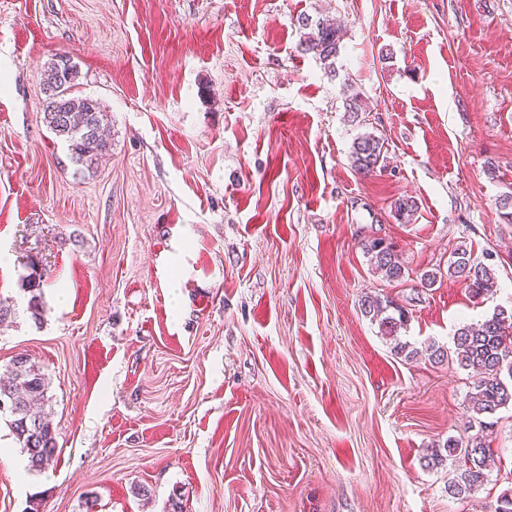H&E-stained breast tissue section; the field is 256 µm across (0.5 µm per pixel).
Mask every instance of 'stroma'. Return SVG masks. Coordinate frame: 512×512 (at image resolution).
Here are the masks:
<instances>
[{"mask_svg": "<svg viewBox=\"0 0 512 512\" xmlns=\"http://www.w3.org/2000/svg\"><path fill=\"white\" fill-rule=\"evenodd\" d=\"M302 15L341 20L334 73L299 51ZM59 55L108 114L90 174L43 121ZM366 132L388 165L363 177ZM510 192L512 0H0V372L42 367L57 433L32 473L0 417V512H486L512 490V405L483 488L449 496L422 458L473 379L426 348L512 308ZM371 237L405 280L372 270ZM460 247L495 272L483 300L420 284ZM368 295L407 306L415 359ZM350 158L357 173L372 176L384 167L383 142L371 133L362 134L354 140ZM363 245L364 254L374 270L381 273L383 278L389 282H400L405 276L407 269L400 261L392 243L382 238L366 240Z\"/></svg>", "mask_w": 512, "mask_h": 512, "instance_id": "obj_1", "label": "stroma"}]
</instances>
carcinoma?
Returning <instances> with one entry per match:
<instances>
[{
    "label": "carcinoma",
    "instance_id": "1",
    "mask_svg": "<svg viewBox=\"0 0 512 512\" xmlns=\"http://www.w3.org/2000/svg\"><path fill=\"white\" fill-rule=\"evenodd\" d=\"M297 24L303 30L301 51L333 66L340 52L339 28L306 16L298 17ZM77 80L78 69L71 58L51 60L43 69L42 110L44 123L68 143L70 160L77 173L83 174L98 168L110 151V142L103 134L107 113L98 100L73 93ZM350 158L357 173L371 176L384 167L383 142L371 133L362 134L354 140ZM416 211V203L408 198L394 202V216L401 222H410ZM363 250L372 268L387 281L405 278L407 269L392 243L373 238L363 243ZM454 257L448 263V277L460 281L474 299L488 295L494 286V270L470 261L462 248ZM40 283L41 278L34 275L27 283L31 294L27 310L38 322L43 319ZM388 310L391 314L380 320L379 327L383 335L395 338L408 322L407 308L378 295L365 296L361 304V311L372 318ZM453 345L458 366L479 375L469 394L471 415L463 434L448 438L443 445L454 463L448 495L459 497L474 495L485 485L487 461L492 456L491 442L484 435L493 426L488 418L512 403V311L498 309L480 324L458 327ZM48 389L47 375L25 356L15 357L0 376V415H9L11 433L34 472L49 468L56 456V430L33 411L35 404L48 400Z\"/></svg>",
    "mask_w": 512,
    "mask_h": 512
}]
</instances>
